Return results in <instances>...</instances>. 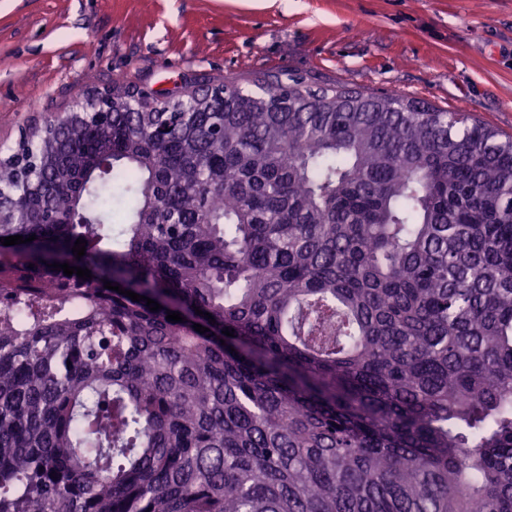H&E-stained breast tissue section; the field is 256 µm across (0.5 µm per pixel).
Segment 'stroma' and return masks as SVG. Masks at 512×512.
I'll list each match as a JSON object with an SVG mask.
<instances>
[{"label": "stroma", "instance_id": "stroma-1", "mask_svg": "<svg viewBox=\"0 0 512 512\" xmlns=\"http://www.w3.org/2000/svg\"><path fill=\"white\" fill-rule=\"evenodd\" d=\"M396 93L512 134V0H0V153L114 82Z\"/></svg>", "mask_w": 512, "mask_h": 512}]
</instances>
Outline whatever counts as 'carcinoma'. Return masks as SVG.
<instances>
[{"label": "carcinoma", "instance_id": "cac0c4a2", "mask_svg": "<svg viewBox=\"0 0 512 512\" xmlns=\"http://www.w3.org/2000/svg\"><path fill=\"white\" fill-rule=\"evenodd\" d=\"M18 146L0 512H512V137L203 79L115 83Z\"/></svg>", "mask_w": 512, "mask_h": 512}]
</instances>
